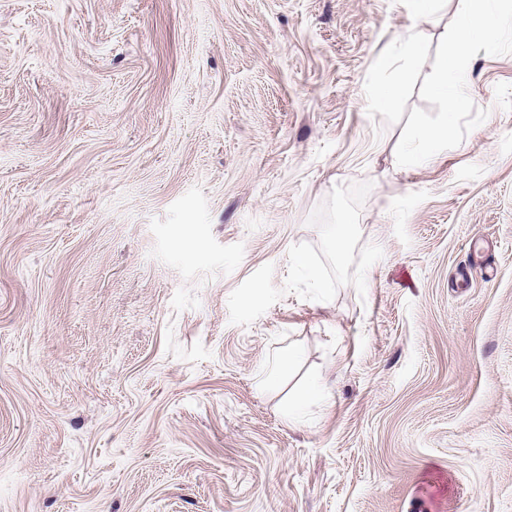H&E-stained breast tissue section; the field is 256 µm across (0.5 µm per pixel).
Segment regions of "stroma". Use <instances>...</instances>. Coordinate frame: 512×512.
<instances>
[{"label":"stroma","mask_w":512,"mask_h":512,"mask_svg":"<svg viewBox=\"0 0 512 512\" xmlns=\"http://www.w3.org/2000/svg\"><path fill=\"white\" fill-rule=\"evenodd\" d=\"M462 20L0 0V512H512V10L400 160ZM405 80L406 73L399 72L390 83L379 85L374 89V98L384 107L391 106L399 96Z\"/></svg>","instance_id":"obj_1"}]
</instances>
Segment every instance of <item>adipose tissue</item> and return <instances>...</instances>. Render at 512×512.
Masks as SVG:
<instances>
[{"mask_svg":"<svg viewBox=\"0 0 512 512\" xmlns=\"http://www.w3.org/2000/svg\"><path fill=\"white\" fill-rule=\"evenodd\" d=\"M466 10L463 14L465 26L455 35L456 51L449 59L448 67L440 68L437 79L431 86L432 92L445 95L449 121L420 129L417 138L423 149L420 153L407 155L410 163H423L451 149L457 141L455 117L461 115L469 105L467 94L459 90L455 77L465 71L468 57L465 49L469 40H490L496 35L495 28L488 22L484 9L485 0H463Z\"/></svg>","mask_w":512,"mask_h":512,"instance_id":"adipose-tissue-1","label":"adipose tissue"}]
</instances>
